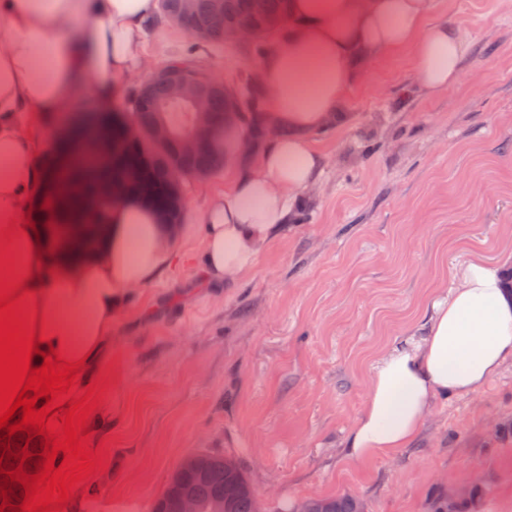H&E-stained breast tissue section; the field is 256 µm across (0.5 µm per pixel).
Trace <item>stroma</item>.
<instances>
[{
    "label": "stroma",
    "instance_id": "1",
    "mask_svg": "<svg viewBox=\"0 0 512 512\" xmlns=\"http://www.w3.org/2000/svg\"><path fill=\"white\" fill-rule=\"evenodd\" d=\"M462 31L460 82L425 95L412 58L377 60L347 92L342 123L315 134L322 184L237 285L206 287L203 216L230 176L184 184V255L131 292L112 339L74 384L102 390L85 425L92 475L61 512H150L181 460L234 458L263 512L353 495L368 512H512V365L471 397L441 400L390 458L342 456L375 356L405 335L464 253L512 256V0H430ZM262 49L193 48L158 22L147 61L186 58L238 85Z\"/></svg>",
    "mask_w": 512,
    "mask_h": 512
}]
</instances>
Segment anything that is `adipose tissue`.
I'll list each match as a JSON object with an SVG mask.
<instances>
[{
	"label": "adipose tissue",
	"instance_id": "obj_1",
	"mask_svg": "<svg viewBox=\"0 0 512 512\" xmlns=\"http://www.w3.org/2000/svg\"><path fill=\"white\" fill-rule=\"evenodd\" d=\"M429 0H291L289 19L258 67L270 91L271 126L287 129L255 150L254 168L234 174L204 214L202 270L214 288L254 268L298 204L320 184L325 155L311 135L340 117L355 67L407 49L416 88L447 91L462 77L470 43L459 30L426 24ZM159 0H0V231L26 290L35 328L64 359L96 357L129 291L155 282L177 258L182 227L161 222L138 198L116 207L94 253L68 268L48 248L28 205L45 171L41 114L64 111L83 84L112 97L116 80L143 63V33ZM512 363V280L478 253L460 261L453 285L425 320L383 351L365 407L344 433L346 457H388L409 447L448 396L478 394Z\"/></svg>",
	"mask_w": 512,
	"mask_h": 512
}]
</instances>
